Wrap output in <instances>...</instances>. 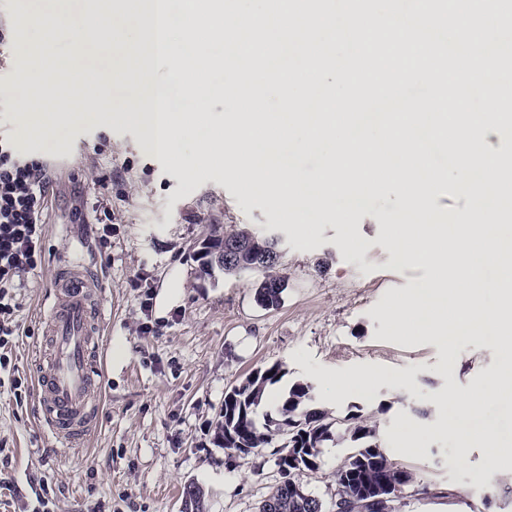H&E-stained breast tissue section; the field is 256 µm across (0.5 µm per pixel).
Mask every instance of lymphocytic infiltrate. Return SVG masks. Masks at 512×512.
<instances>
[{
	"instance_id": "lymphocytic-infiltrate-1",
	"label": "lymphocytic infiltrate",
	"mask_w": 512,
	"mask_h": 512,
	"mask_svg": "<svg viewBox=\"0 0 512 512\" xmlns=\"http://www.w3.org/2000/svg\"><path fill=\"white\" fill-rule=\"evenodd\" d=\"M49 179L44 163L20 161L9 138L0 136V371L17 334V293L44 260V214Z\"/></svg>"
}]
</instances>
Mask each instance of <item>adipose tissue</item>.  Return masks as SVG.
I'll use <instances>...</instances> for the list:
<instances>
[{
  "instance_id": "obj_1",
  "label": "adipose tissue",
  "mask_w": 512,
  "mask_h": 512,
  "mask_svg": "<svg viewBox=\"0 0 512 512\" xmlns=\"http://www.w3.org/2000/svg\"><path fill=\"white\" fill-rule=\"evenodd\" d=\"M512 392V382L491 377L478 382L467 393L448 392L447 399L458 407V433L466 439L487 436L485 453L492 466L512 463V426L499 423L490 414V403Z\"/></svg>"
}]
</instances>
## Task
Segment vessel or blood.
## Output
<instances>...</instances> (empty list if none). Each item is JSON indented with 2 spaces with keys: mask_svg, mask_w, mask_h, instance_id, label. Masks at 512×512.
<instances>
[{
  "mask_svg": "<svg viewBox=\"0 0 512 512\" xmlns=\"http://www.w3.org/2000/svg\"><path fill=\"white\" fill-rule=\"evenodd\" d=\"M104 318L98 283L83 262L68 260L57 270L47 306L48 372L36 380L43 422L65 445L85 440L98 425Z\"/></svg>",
  "mask_w": 512,
  "mask_h": 512,
  "instance_id": "1",
  "label": "vessel or blood"
}]
</instances>
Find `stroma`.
<instances>
[{
	"label": "stroma",
	"mask_w": 512,
	"mask_h": 512,
	"mask_svg": "<svg viewBox=\"0 0 512 512\" xmlns=\"http://www.w3.org/2000/svg\"><path fill=\"white\" fill-rule=\"evenodd\" d=\"M50 0H0V24L22 32L0 56V71L26 58L33 17ZM0 132L18 152L47 162L51 183L44 261L28 277L9 356L21 391L0 385V512H180L185 485L206 494L208 512H257L282 479L279 446L228 457L214 442L224 395L253 371L282 364L304 379L331 418L352 406L377 424L388 459L412 473L397 512H512L480 441L463 442L455 405L442 401L487 377L512 372V349L483 337L444 342L400 330L391 310L432 272L401 260L387 228L394 193H370L348 221L321 218L299 228L279 199L246 194L234 173L144 149L130 124L96 118L33 138L17 119L15 85L0 82ZM424 206L465 213L446 160L436 163ZM281 238V302L263 307V272L201 274L195 255L211 225ZM82 240L81 259L107 290V365L99 427L85 444L62 448L40 425L34 380L46 366L42 315L57 269ZM182 298L159 312L170 282ZM375 375L358 388L361 371ZM347 448L329 446L301 480L327 504Z\"/></svg>",
	"instance_id": "stroma-1"
}]
</instances>
